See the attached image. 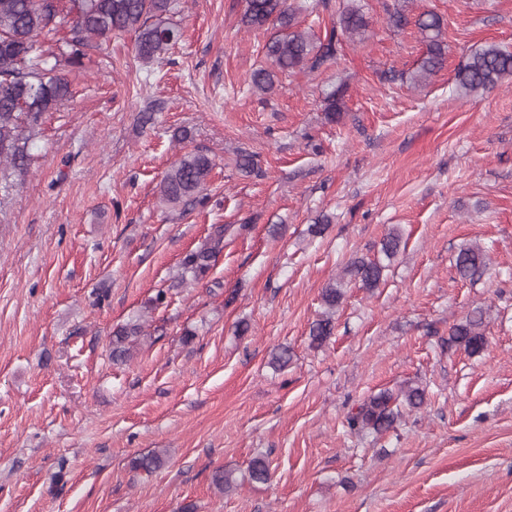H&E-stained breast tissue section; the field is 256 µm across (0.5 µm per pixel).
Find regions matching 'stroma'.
<instances>
[{
    "label": "stroma",
    "mask_w": 512,
    "mask_h": 512,
    "mask_svg": "<svg viewBox=\"0 0 512 512\" xmlns=\"http://www.w3.org/2000/svg\"><path fill=\"white\" fill-rule=\"evenodd\" d=\"M293 3L295 30L321 38L344 0ZM354 3L364 33L267 93L249 78L277 30L244 26L245 0H177L165 19L182 37L153 63L128 33L62 66L70 95L32 129L28 172L0 177V512H512V82L455 81L476 49L512 50V0ZM425 11L447 60L421 83ZM196 150L214 162L206 200L164 205L157 184ZM217 225L223 252L180 283ZM394 228L404 248L360 288L347 264ZM475 243L487 268L469 282L454 262ZM335 279L345 297L315 349ZM476 308L471 355L448 334ZM136 318L145 336L113 363V328ZM409 381L420 409L346 431L352 408ZM151 451L162 467L132 470ZM261 454L266 483L248 477ZM219 469L236 489L215 488ZM343 297L341 288L337 283H329L321 293V300L325 306V310L318 319H316L310 327L311 344L316 348L321 347L332 335L335 328L334 313L336 306Z\"/></svg>",
    "instance_id": "obj_1"
}]
</instances>
